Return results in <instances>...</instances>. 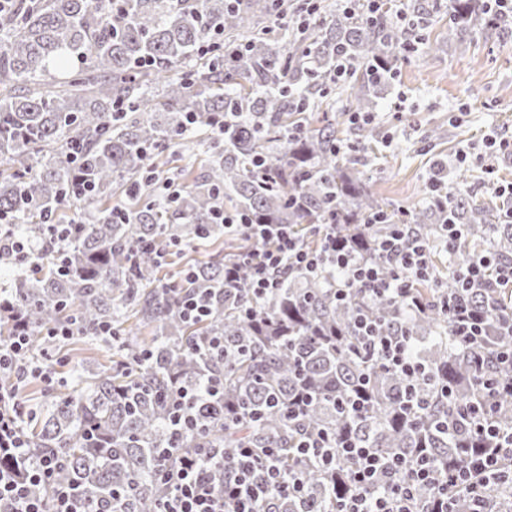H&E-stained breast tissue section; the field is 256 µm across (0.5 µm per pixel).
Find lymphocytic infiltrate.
Segmentation results:
<instances>
[{
    "mask_svg": "<svg viewBox=\"0 0 512 512\" xmlns=\"http://www.w3.org/2000/svg\"><path fill=\"white\" fill-rule=\"evenodd\" d=\"M216 223L231 229L253 247L241 257L249 270L248 288L252 298L261 299L279 288L283 277L293 270L318 272L333 264L343 270L336 283L337 296L349 289L361 288L376 297H393L404 304L408 314L417 315L425 306L416 296L417 282L432 280V249L412 239L409 225H395L390 236L378 244L382 264L358 261L351 252L338 248L336 233L321 232L319 248L303 246L295 232L285 224H251L241 214L218 210ZM457 287L443 296L441 309L449 314L452 334L464 346H477L486 336V316L471 307L468 291L474 283L492 278L499 287L512 288V264L487 255L459 264L454 269ZM355 355L369 366L383 367L412 378L423 367L410 354L403 329H392L360 317L356 325ZM485 402L468 414L476 438L492 441V449L476 448L468 463L450 480L449 487L424 504H417L419 486L435 481L436 476L425 458L409 463L390 459L353 440L342 442L321 430L309 431L300 439V458L315 461L327 472H334L340 459L350 462L352 492L341 500L338 512H451L449 490L466 494L475 512H486L485 502L496 485L512 488V429L506 430L494 420L496 398L512 393V380L484 379ZM25 411L14 395L0 387V457H11L20 471L0 469V503L10 502L12 512H48L30 489L50 482L59 466L56 457L31 458L21 434ZM274 448H227L217 453L201 448L174 458L161 473L169 494L157 512H269L272 499L301 493L303 473L287 471L278 464ZM221 470L223 491H215L212 470Z\"/></svg>",
    "mask_w": 512,
    "mask_h": 512,
    "instance_id": "lymphocytic-infiltrate-1",
    "label": "lymphocytic infiltrate"
}]
</instances>
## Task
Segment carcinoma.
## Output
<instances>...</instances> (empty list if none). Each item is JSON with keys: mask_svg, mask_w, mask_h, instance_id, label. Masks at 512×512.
Returning <instances> with one entry per match:
<instances>
[{"mask_svg": "<svg viewBox=\"0 0 512 512\" xmlns=\"http://www.w3.org/2000/svg\"><path fill=\"white\" fill-rule=\"evenodd\" d=\"M277 11L272 0H121L110 13L94 0H16L0 19V211L27 225L46 260L42 275L34 271L0 293L9 304L0 340L24 328V362L46 364L57 339L43 331L69 324L113 350L110 369L77 377L76 387L27 415L24 429L33 455L60 460L55 482L79 485L95 512H156L168 494L158 473L196 448H278L281 465L294 467L295 443L310 429L351 436L390 459L423 454L446 475L480 447L465 418L483 401L479 375L512 376L497 360L512 346L498 321L512 312L509 293L490 282L470 291L471 306L488 313V336L478 348L461 346L440 310L455 280L437 253L433 271L443 288L419 282L426 311L411 320L393 298L361 290L336 298L332 267L291 271L281 288L253 302L247 268L224 278L245 243L185 265L192 275L178 271L175 283L158 277L171 249L224 236L214 223L222 200L254 224L290 225L308 249L318 246L317 226L334 223L356 257L380 262L375 243L391 231L394 214L345 158L339 126L314 105L331 93L344 53L358 86L354 111L375 112V90L394 74L402 33L386 19L320 6L319 22L291 33L284 50L258 29ZM448 13L450 35L500 23L485 0H448ZM215 30L230 37L227 51L181 71ZM201 134L214 144L202 177L155 165L172 141L186 147ZM355 135L364 148L378 140L372 122ZM256 156L267 161L263 178L250 168ZM164 175L184 191L163 193ZM70 206L84 217L68 224L60 250L34 218ZM509 210L512 198L491 205L450 192L447 209L415 210L409 224L436 245L449 218L464 230L452 253L458 262L486 250L512 262ZM375 214L385 223H371ZM196 293L208 296V314L188 322L176 299ZM362 312L405 328L423 376L411 382L358 361L352 326ZM213 337L224 339V351L202 349ZM300 381L312 403L291 420L284 407ZM180 385L195 389L199 404L196 426L178 433L164 397ZM361 385L369 402L355 418L342 402ZM409 398L425 407L415 421L400 411ZM495 419L512 426L511 396L498 398ZM349 466L341 460L332 479L306 465L300 496L274 500V512H329L350 488Z\"/></svg>", "mask_w": 512, "mask_h": 512, "instance_id": "1", "label": "carcinoma"}]
</instances>
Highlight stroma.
<instances>
[{
  "label": "stroma",
  "instance_id": "1",
  "mask_svg": "<svg viewBox=\"0 0 512 512\" xmlns=\"http://www.w3.org/2000/svg\"><path fill=\"white\" fill-rule=\"evenodd\" d=\"M422 3L419 49L379 87L381 138L357 161L377 198L402 213L426 206L439 168H464V188L479 199L512 183L511 152L498 153L494 171L483 165L486 134L512 141V14L498 28L472 30L457 46L448 41L447 6ZM437 126L447 128V137L431 138Z\"/></svg>",
  "mask_w": 512,
  "mask_h": 512
}]
</instances>
